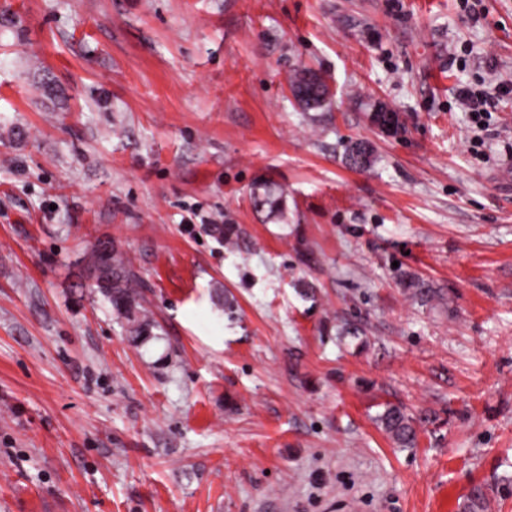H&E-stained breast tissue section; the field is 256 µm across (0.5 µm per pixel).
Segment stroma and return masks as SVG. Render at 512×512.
Listing matches in <instances>:
<instances>
[{"instance_id":"stroma-1","label":"stroma","mask_w":512,"mask_h":512,"mask_svg":"<svg viewBox=\"0 0 512 512\" xmlns=\"http://www.w3.org/2000/svg\"><path fill=\"white\" fill-rule=\"evenodd\" d=\"M463 2L0 0V512H512V92L457 102L512 0ZM317 78V73L302 69L295 73L290 80V88L294 98L306 110L321 109L330 95V89L325 80L313 96L310 94ZM487 96L483 93H478L468 86H462L458 90L457 99L460 104L470 110L473 115L478 119L484 113L487 106ZM101 267L107 269L103 280L98 274ZM85 273L89 280L95 281L96 288L126 321V331L131 340H146L150 336L152 321L139 302V282L124 253L111 242L92 249ZM378 421L385 432L401 448H412L416 444L415 421L395 405H385Z\"/></svg>"}]
</instances>
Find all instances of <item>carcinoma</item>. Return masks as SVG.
Listing matches in <instances>:
<instances>
[{"label":"carcinoma","mask_w":512,"mask_h":512,"mask_svg":"<svg viewBox=\"0 0 512 512\" xmlns=\"http://www.w3.org/2000/svg\"><path fill=\"white\" fill-rule=\"evenodd\" d=\"M318 74L302 69L290 80L294 98L306 110L322 108L329 95L327 83L312 90ZM255 209L280 212L281 203L268 188L254 190L251 196ZM86 277L95 281L96 288L108 299L112 308L126 321V331L131 340H145L150 336L151 318L139 302L141 291L136 274L124 253L107 242L91 250V257L85 268ZM378 421L385 432L401 448H412L416 444L415 421L405 411L395 405H386L378 415Z\"/></svg>","instance_id":"cac0c4a2"}]
</instances>
